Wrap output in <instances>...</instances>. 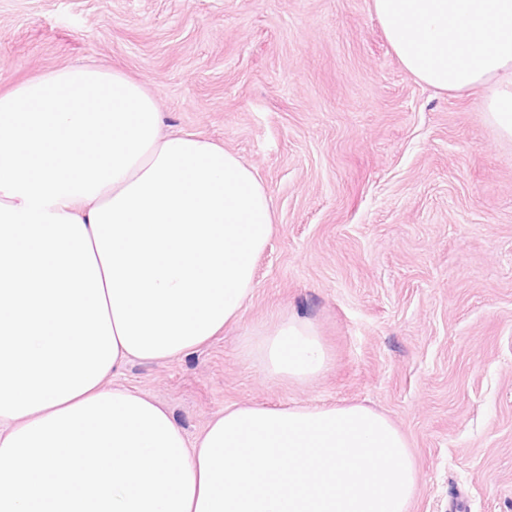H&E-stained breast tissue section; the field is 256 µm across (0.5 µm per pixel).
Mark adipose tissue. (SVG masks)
I'll return each mask as SVG.
<instances>
[{
	"label": "adipose tissue",
	"instance_id": "ef3b65f1",
	"mask_svg": "<svg viewBox=\"0 0 512 512\" xmlns=\"http://www.w3.org/2000/svg\"><path fill=\"white\" fill-rule=\"evenodd\" d=\"M372 6L409 74L481 88L512 141V0ZM274 224L257 174L199 134L163 133L122 70L70 64L0 92V512H409L408 438L370 406L232 405L190 440L111 381L237 322ZM244 351L296 383L330 365L298 317Z\"/></svg>",
	"mask_w": 512,
	"mask_h": 512
}]
</instances>
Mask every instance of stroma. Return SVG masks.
Here are the masks:
<instances>
[{"label":"stroma","instance_id":"obj_1","mask_svg":"<svg viewBox=\"0 0 512 512\" xmlns=\"http://www.w3.org/2000/svg\"><path fill=\"white\" fill-rule=\"evenodd\" d=\"M77 63L146 84L276 210L239 321L117 381L191 437L234 404L366 403L409 440L410 512H512V142L481 89L420 84L371 0H0V90ZM288 315L331 357L305 385L244 353Z\"/></svg>","mask_w":512,"mask_h":512}]
</instances>
